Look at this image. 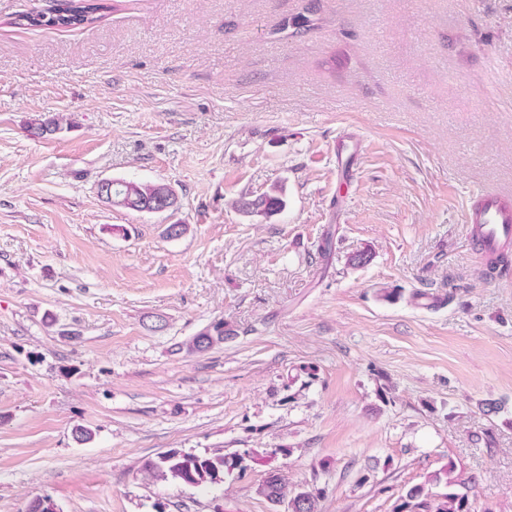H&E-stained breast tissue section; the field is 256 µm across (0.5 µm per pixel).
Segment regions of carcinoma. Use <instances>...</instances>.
I'll return each mask as SVG.
<instances>
[{
    "instance_id": "carcinoma-1",
    "label": "carcinoma",
    "mask_w": 512,
    "mask_h": 512,
    "mask_svg": "<svg viewBox=\"0 0 512 512\" xmlns=\"http://www.w3.org/2000/svg\"><path fill=\"white\" fill-rule=\"evenodd\" d=\"M53 5L45 10H30L15 18V24L31 29L77 28L94 21V15L108 8L107 0H52ZM60 127L59 120L38 119L26 127L28 135L41 138ZM169 192L165 183H139L117 180L112 187V203L142 211L150 203ZM234 207L245 214L269 219L286 208L282 188L275 186L269 192L256 197L242 196L233 202ZM230 330L218 322L201 331L186 343L187 351L204 352L224 342ZM240 459L229 458L220 451L197 455L189 452L167 451L144 461L142 473L147 480H164L168 477L194 487L217 484L224 475L237 469ZM444 483L447 491L434 493L424 485L409 488L401 497L396 512H471V503L466 482L455 475L453 463L431 476L428 483ZM259 493L276 508L283 502L294 505L292 512H318L319 490L304 489L287 496L286 484L277 475L266 478Z\"/></svg>"
}]
</instances>
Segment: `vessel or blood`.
<instances>
[{"instance_id": "vessel-or-blood-1", "label": "vessel or blood", "mask_w": 512, "mask_h": 512, "mask_svg": "<svg viewBox=\"0 0 512 512\" xmlns=\"http://www.w3.org/2000/svg\"><path fill=\"white\" fill-rule=\"evenodd\" d=\"M463 222L482 260L512 244V198L488 190L472 192Z\"/></svg>"}]
</instances>
